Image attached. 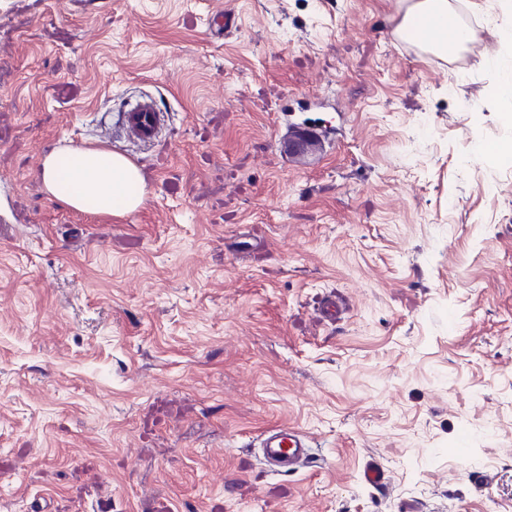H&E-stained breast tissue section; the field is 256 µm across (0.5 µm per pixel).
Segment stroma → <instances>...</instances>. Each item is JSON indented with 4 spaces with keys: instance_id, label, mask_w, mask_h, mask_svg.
<instances>
[{
    "instance_id": "1",
    "label": "stroma",
    "mask_w": 512,
    "mask_h": 512,
    "mask_svg": "<svg viewBox=\"0 0 512 512\" xmlns=\"http://www.w3.org/2000/svg\"><path fill=\"white\" fill-rule=\"evenodd\" d=\"M451 2L441 59L400 0H0V512H512V159L479 150L512 142V0ZM324 87L344 136L277 145ZM63 145L144 204L52 199ZM280 423L311 467L248 447ZM401 3L403 14L395 28L400 38L440 58L462 51L469 42V32L460 28L450 0H403ZM168 115L158 108L150 95L129 103L120 113L118 126L125 136L141 146H150L159 137ZM42 173L46 192L82 213L120 216L145 200L140 169L108 149L57 148L44 156Z\"/></svg>"
}]
</instances>
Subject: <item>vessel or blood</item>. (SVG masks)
<instances>
[{"label":"vessel or blood","mask_w":512,"mask_h":512,"mask_svg":"<svg viewBox=\"0 0 512 512\" xmlns=\"http://www.w3.org/2000/svg\"><path fill=\"white\" fill-rule=\"evenodd\" d=\"M168 121L154 98L142 96L120 113L118 125L125 136L141 146L154 143ZM260 458L273 472H296L309 464L310 439L299 428L282 424L266 430L259 438Z\"/></svg>","instance_id":"1"}]
</instances>
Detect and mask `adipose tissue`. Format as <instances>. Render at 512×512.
<instances>
[{
	"instance_id": "adipose-tissue-1",
	"label": "adipose tissue",
	"mask_w": 512,
	"mask_h": 512,
	"mask_svg": "<svg viewBox=\"0 0 512 512\" xmlns=\"http://www.w3.org/2000/svg\"><path fill=\"white\" fill-rule=\"evenodd\" d=\"M397 36L444 58L462 51L470 40L461 29L450 0H402ZM46 192L64 205L87 214L120 216L145 200L140 169L104 148L62 147L42 160Z\"/></svg>"
}]
</instances>
